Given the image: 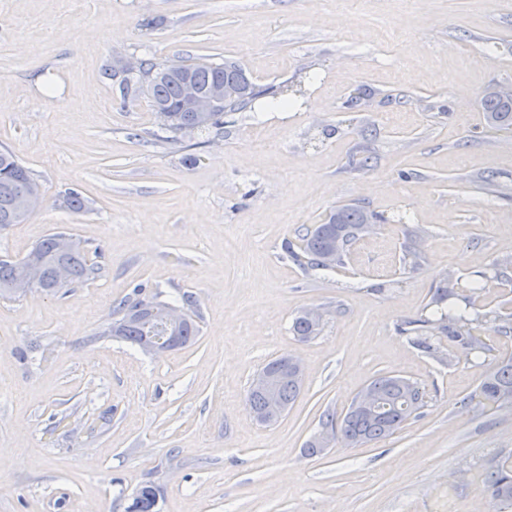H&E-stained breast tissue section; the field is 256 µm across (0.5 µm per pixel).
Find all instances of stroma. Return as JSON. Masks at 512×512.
<instances>
[{"label":"stroma","mask_w":512,"mask_h":512,"mask_svg":"<svg viewBox=\"0 0 512 512\" xmlns=\"http://www.w3.org/2000/svg\"><path fill=\"white\" fill-rule=\"evenodd\" d=\"M131 58H230L306 100L174 138L114 75ZM510 86L512 0H0V149L43 195L0 228V257L64 230L101 267L0 298V512H126L147 482L156 512H472L512 455V406L480 396L512 359V129L481 107ZM69 191L82 211L60 206ZM345 204L381 220L335 269L294 262ZM478 271L484 366L397 332ZM134 295L187 305L196 342L147 353L105 335ZM309 307L324 320L302 340L291 324ZM283 354L303 386L262 424L248 391ZM381 375L419 385L418 417L305 455L322 415Z\"/></svg>","instance_id":"35a3bbf8"}]
</instances>
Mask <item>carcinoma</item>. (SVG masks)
I'll return each mask as SVG.
<instances>
[{
    "instance_id": "1",
    "label": "carcinoma",
    "mask_w": 512,
    "mask_h": 512,
    "mask_svg": "<svg viewBox=\"0 0 512 512\" xmlns=\"http://www.w3.org/2000/svg\"><path fill=\"white\" fill-rule=\"evenodd\" d=\"M166 64L150 59L140 60L138 76L124 78L126 90L143 91L152 107L168 110L169 120L163 129L177 134L181 132L208 133L224 124V117L241 112L255 99L265 96L278 98L280 89L274 86L260 87L252 83L241 66L234 60L221 63L197 62L183 65L179 72L166 73ZM194 84L206 92L216 83L232 82L241 86V97L224 105L218 112L205 115L190 112L185 107L184 86ZM482 109L486 122L496 128L512 127V100H504L493 93L482 98ZM40 189L30 170L7 149L0 150V227L20 224L23 219L16 216L18 197L31 190ZM376 215L360 207L340 206L333 211L327 223L316 225L302 239L300 251L290 250L297 262H306L318 269H331L347 251L349 245L367 231ZM68 234L55 232L33 247L43 258L41 278L45 290L56 292L76 283H82L98 273V268L88 258L81 246L71 249L62 247ZM63 263L69 273L67 281L55 280V266ZM21 261L0 262V297L12 298L11 285L19 274ZM487 275L480 272L464 282L448 281L437 288L425 313L416 320H407L398 326V331L409 337L411 343L423 352L433 355L439 350L441 335L458 346L471 360L477 362L484 354L474 336L479 319L472 317L474 296L483 288ZM142 301L127 300L119 304L112 321L104 334L119 337L133 345H140L144 337L156 332L159 320L143 321L135 318V311ZM292 330L302 340L319 334L317 325L298 315ZM199 335V326L192 317H187L178 330L182 346L194 342ZM302 381L294 375L282 376L277 385V396L283 408L292 405L300 394ZM366 390L377 395V411L365 413L350 404L341 422L328 415L322 426L336 431L348 445H361L388 438L401 429L403 424L422 407L423 394L416 383L395 375H381L374 379ZM481 397L494 404H512V361L503 362L489 372L480 387ZM483 484L495 512H512V456L502 457L489 469ZM157 494L151 485L141 486L127 512H154Z\"/></svg>"
}]
</instances>
